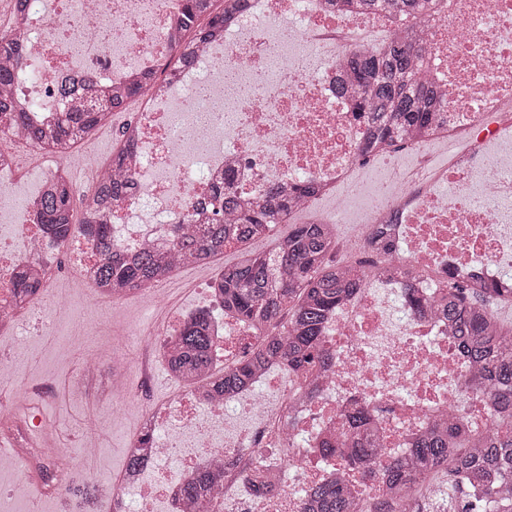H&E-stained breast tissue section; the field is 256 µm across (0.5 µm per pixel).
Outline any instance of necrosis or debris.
<instances>
[{
  "instance_id": "1",
  "label": "necrosis or debris",
  "mask_w": 512,
  "mask_h": 512,
  "mask_svg": "<svg viewBox=\"0 0 512 512\" xmlns=\"http://www.w3.org/2000/svg\"><path fill=\"white\" fill-rule=\"evenodd\" d=\"M186 0H17L22 59L9 98L40 126L57 125L74 105L91 109L112 93L134 92L141 110L130 122L135 188L109 209L112 248L126 256L167 252L190 226L210 223L221 204L212 188L229 182L240 202L267 191L309 184L337 191L325 222L348 223L350 187L369 134L358 96L341 90L345 62L400 32L420 33L421 80L443 103L432 130L412 136L411 166L385 164L367 187L368 210L356 237L337 240L352 254L382 242L396 266L417 280L371 274L328 315L323 347L330 359L291 375L271 361L224 396L179 382L176 393L143 411L147 434L130 445L145 462L98 488L111 512H187L188 478L220 470L216 499L204 512H306V490L342 479L365 496L387 489L381 473L408 456L436 418L455 415L467 430L497 413L490 393L466 387L472 366L447 318L416 310L410 288L454 279L512 296V0H429L404 24L389 10L358 14L349 0H249L223 32L195 52L176 77L158 69L173 59L177 28L187 27ZM82 84L81 101L62 96ZM452 146L447 159L435 144ZM68 166L0 125V333L18 336L24 322H47L65 308L50 258L72 256L67 274L93 287L96 244L75 235L61 242L39 222L37 202ZM36 272L32 301L13 305L15 275ZM212 325V359L227 366L259 343L252 326L224 312L199 288ZM177 325L152 333L134 328L137 358L124 351L83 354L74 384L97 398L129 403L156 363L166 362ZM365 409L380 449L371 470L324 445ZM0 428L13 444L0 469L49 473L48 495L64 493L71 461L57 423L20 401H0Z\"/></svg>"
}]
</instances>
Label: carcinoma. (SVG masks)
I'll list each match as a JSON object with an SVG mask.
<instances>
[{
  "label": "carcinoma",
  "instance_id": "obj_1",
  "mask_svg": "<svg viewBox=\"0 0 512 512\" xmlns=\"http://www.w3.org/2000/svg\"><path fill=\"white\" fill-rule=\"evenodd\" d=\"M188 0L187 10L197 21L184 34L187 44L177 55L176 66L192 62L194 49L224 28L229 4L239 9L247 0ZM416 39L402 35L399 40L354 56L348 68L363 91L369 139L361 149L363 158L376 157L382 144L410 132L420 133L431 125L437 93L415 79L421 50ZM17 57L15 40L0 32V121L22 123V117L9 112L1 93L13 83L12 59ZM122 101L111 99L97 110L75 109L63 113L55 134L38 126L26 127L28 138L47 150H65L88 139L96 127L107 121ZM133 189L121 172L109 173L91 197L75 198L62 182L50 186L39 201L40 223L47 233L62 240L74 231V224L92 237L103 252L94 279L101 289L120 292L136 288L168 275L181 260H203L224 253L229 238L240 241L267 237V229L282 223L294 207V198L269 192L258 200L240 206L231 194H224V207L230 218L224 223L204 224L177 239L173 252L162 257L144 251L135 258L111 252L112 225L106 220L107 206L114 198ZM84 206L83 219L75 221L77 205ZM336 237L323 224H295L288 235L275 239L270 255L249 253L238 263L219 273L218 291L224 309L252 323L262 339L252 354L233 367L208 373L211 351L206 314L185 322L170 347L168 365L172 373L192 382L201 380L218 394L229 393L247 383L253 374L272 360L288 362L292 370L316 367L325 361L322 349L326 315L367 275L361 262L333 260ZM15 288L16 304L25 305L37 291V282L26 270L19 271ZM497 300L488 288L474 291L448 281L432 288L425 301L428 308L446 315L454 323L456 335L474 363L471 385L489 391L503 409L492 427L483 434H459L453 421L431 427L416 443L413 453L397 459L387 473L397 487L390 497H371L360 505L362 512H417L415 492L426 481L444 475L448 483L465 488L474 499L469 509L459 512H512V327H505L494 316L491 305ZM365 417L352 413L351 448L354 462L369 465L377 451L375 439L364 428ZM217 490L214 478L200 473L183 488L187 502H208ZM308 512H353L349 488L342 482L315 487L310 493Z\"/></svg>",
  "mask_w": 512,
  "mask_h": 512
}]
</instances>
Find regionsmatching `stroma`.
Listing matches in <instances>:
<instances>
[{
  "instance_id": "stroma-1",
  "label": "stroma",
  "mask_w": 512,
  "mask_h": 512,
  "mask_svg": "<svg viewBox=\"0 0 512 512\" xmlns=\"http://www.w3.org/2000/svg\"><path fill=\"white\" fill-rule=\"evenodd\" d=\"M135 111V106L131 105L125 111L113 113L108 126L94 141L73 147V161L90 159L103 163L110 160L121 129ZM214 273V268L206 265L183 269L169 283L167 299L158 307L136 301L107 306L94 301L87 289L69 283L64 292L72 299V310L58 318L54 326L30 324L26 329L27 340L15 343L0 335V359L11 366L17 381H49L48 396L31 392L27 399L43 418L60 424V445L73 461L74 473L82 488L81 496L76 499L44 495L34 501L25 500L20 512H106L103 503L95 499V483L108 480L115 471L124 468L128 443L138 427L142 406L169 396L173 391L170 378L161 369L140 385L136 402L119 409L77 390L72 378L79 352L83 349L96 351L101 338L93 334L81 335L82 322L93 317L101 319L104 335L116 343H124L130 323L152 328L161 316H178L183 308L194 304L198 288ZM89 438L96 440L97 449L88 460L83 456L82 443Z\"/></svg>"
}]
</instances>
